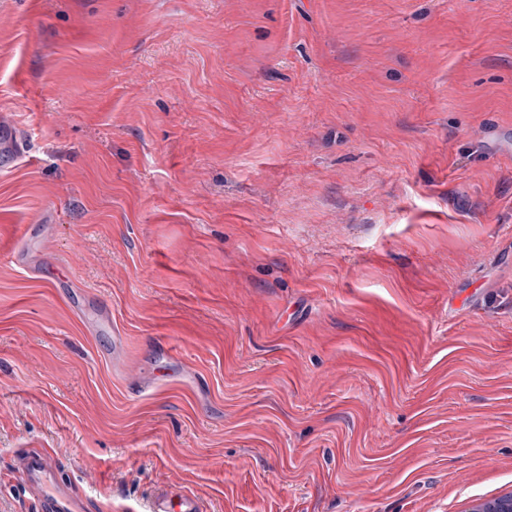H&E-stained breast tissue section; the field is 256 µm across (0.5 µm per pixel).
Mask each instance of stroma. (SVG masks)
<instances>
[{
    "mask_svg": "<svg viewBox=\"0 0 512 512\" xmlns=\"http://www.w3.org/2000/svg\"><path fill=\"white\" fill-rule=\"evenodd\" d=\"M0 118V512L512 492V0H0ZM14 472L21 484L42 502L45 512H81L82 504L57 476V467L48 454L38 450L17 455ZM148 512H203L200 500L189 490L164 489L154 494Z\"/></svg>",
    "mask_w": 512,
    "mask_h": 512,
    "instance_id": "35a3bbf8",
    "label": "stroma"
}]
</instances>
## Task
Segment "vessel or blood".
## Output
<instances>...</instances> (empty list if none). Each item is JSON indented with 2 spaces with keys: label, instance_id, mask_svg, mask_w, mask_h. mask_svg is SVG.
<instances>
[{
  "label": "vessel or blood",
  "instance_id": "vessel-or-blood-1",
  "mask_svg": "<svg viewBox=\"0 0 512 512\" xmlns=\"http://www.w3.org/2000/svg\"><path fill=\"white\" fill-rule=\"evenodd\" d=\"M15 472L21 484L42 502L46 512H82L80 501L57 476L48 454L38 450L20 452ZM147 512H203L200 500L189 490L164 489L150 499Z\"/></svg>",
  "mask_w": 512,
  "mask_h": 512
}]
</instances>
